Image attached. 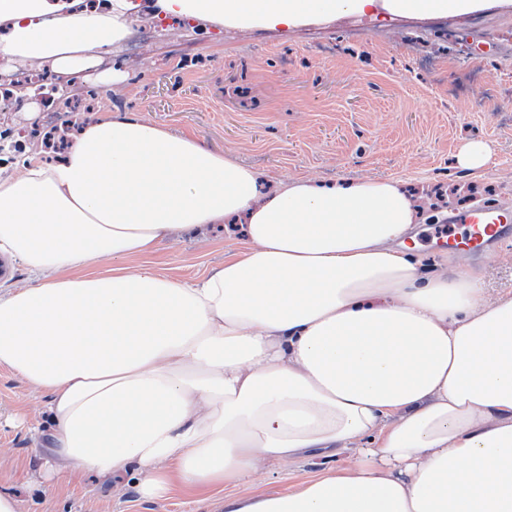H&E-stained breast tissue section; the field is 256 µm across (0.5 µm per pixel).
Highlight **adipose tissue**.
I'll use <instances>...</instances> for the list:
<instances>
[{"instance_id":"obj_1","label":"adipose tissue","mask_w":512,"mask_h":512,"mask_svg":"<svg viewBox=\"0 0 512 512\" xmlns=\"http://www.w3.org/2000/svg\"><path fill=\"white\" fill-rule=\"evenodd\" d=\"M490 0H150L236 28L307 17L472 13ZM135 0H0V53L60 71L122 39ZM399 178L277 181L139 112H98L64 157L0 176V369L48 398L47 470L224 493V512H512V292L428 266ZM243 225L193 281L145 264L169 235ZM138 259L127 267L128 259ZM110 269H103V262ZM344 456L293 490L259 475ZM1 263L3 264L4 269L2 274ZM33 284L32 276L24 268L16 264H11L0 256V289L14 285L32 286Z\"/></svg>"}]
</instances>
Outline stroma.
<instances>
[{"label":"stroma","mask_w":512,"mask_h":512,"mask_svg":"<svg viewBox=\"0 0 512 512\" xmlns=\"http://www.w3.org/2000/svg\"><path fill=\"white\" fill-rule=\"evenodd\" d=\"M93 55L90 68L49 71L70 100L96 92L101 107L139 111L267 180L402 178L430 213L412 231L430 266L457 260L436 214L480 201L512 209V6L444 15L369 10L290 28L224 30L163 21L143 8L122 40ZM17 98L16 111L0 112V130L42 127L44 102L22 85ZM472 142L492 151L478 177L454 166ZM243 244L240 229L218 224L162 240L151 261L160 274L188 281ZM467 265L482 272L487 295L512 290V240ZM43 402L0 370V492L21 512H224L220 498L180 490L144 504L134 484L116 493L112 479L94 474L55 483L34 445L45 428Z\"/></svg>","instance_id":"35a3bbf8"}]
</instances>
